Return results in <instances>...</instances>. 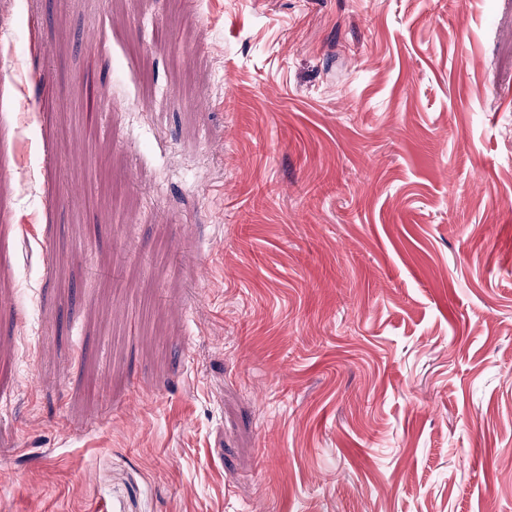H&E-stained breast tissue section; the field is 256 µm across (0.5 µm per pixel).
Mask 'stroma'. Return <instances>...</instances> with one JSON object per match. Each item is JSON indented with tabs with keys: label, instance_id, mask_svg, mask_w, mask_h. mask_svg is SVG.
Segmentation results:
<instances>
[{
	"label": "stroma",
	"instance_id": "35a3bbf8",
	"mask_svg": "<svg viewBox=\"0 0 512 512\" xmlns=\"http://www.w3.org/2000/svg\"><path fill=\"white\" fill-rule=\"evenodd\" d=\"M0 29V512H512V0Z\"/></svg>",
	"mask_w": 512,
	"mask_h": 512
}]
</instances>
